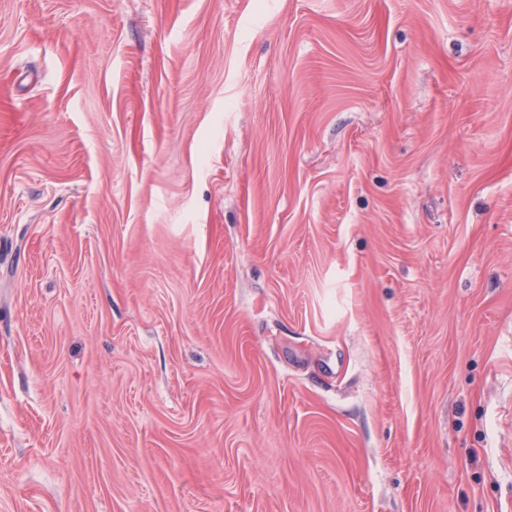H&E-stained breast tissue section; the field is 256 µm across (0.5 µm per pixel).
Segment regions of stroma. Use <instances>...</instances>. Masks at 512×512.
I'll list each match as a JSON object with an SVG mask.
<instances>
[{
  "label": "stroma",
  "instance_id": "35a3bbf8",
  "mask_svg": "<svg viewBox=\"0 0 512 512\" xmlns=\"http://www.w3.org/2000/svg\"><path fill=\"white\" fill-rule=\"evenodd\" d=\"M0 512H512V0H0Z\"/></svg>",
  "mask_w": 512,
  "mask_h": 512
}]
</instances>
